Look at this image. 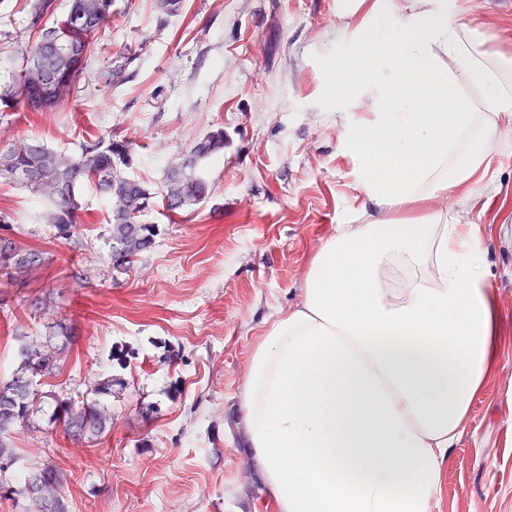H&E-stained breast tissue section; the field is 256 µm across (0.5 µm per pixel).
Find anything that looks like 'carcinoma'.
Returning <instances> with one entry per match:
<instances>
[{
	"mask_svg": "<svg viewBox=\"0 0 512 512\" xmlns=\"http://www.w3.org/2000/svg\"><path fill=\"white\" fill-rule=\"evenodd\" d=\"M32 27L36 28L35 41L26 49L22 62L14 71L12 81L0 87V104L12 107L20 99V87L26 83L36 88L45 100L44 112H54L68 102L59 99L53 90L43 83L41 68L33 60V53L43 36L52 32L66 50L69 64L79 65L85 72L87 54L91 44L101 36L103 28L112 17V0H107L109 10L99 12L100 0H70L65 14L49 27L42 26L43 18L53 13L55 0H28ZM135 58L124 56L115 65L107 64L98 75L99 86L107 88L122 78L124 71ZM192 151L205 160L224 151V129L207 133L192 146ZM132 143L103 136L86 143L78 153H68L48 147L39 140H32V149L25 154L6 153L0 150V177L15 178V171L29 169L34 180L28 188L44 202L43 218L56 234L64 239L74 236L84 211L81 188L85 184L95 186L110 205L107 221L110 252H116L122 261L110 262L113 274L131 272L139 257L149 250L155 237L153 224L131 221V215L143 216L153 199V192L144 184L129 178L125 168L132 162ZM50 182L63 188L60 197L44 195L40 183ZM208 196V183L198 173V167L187 172L167 171L164 179L162 203L169 210L195 205ZM44 262V252L34 247H22L11 242L9 256L0 255V278L7 282L22 280ZM17 360L21 374L0 385V435L17 423L28 420L31 408L40 399L32 379L54 374L59 369V357L53 349H42L25 342L17 348ZM57 420L64 431L74 439L104 435L112 415L94 401H57ZM53 494L47 503L40 497L33 498L43 512H67L61 490L66 482L63 471L48 466L39 470Z\"/></svg>",
	"mask_w": 512,
	"mask_h": 512,
	"instance_id": "carcinoma-1",
	"label": "carcinoma"
}]
</instances>
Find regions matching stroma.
I'll return each instance as SVG.
<instances>
[{"mask_svg": "<svg viewBox=\"0 0 512 512\" xmlns=\"http://www.w3.org/2000/svg\"><path fill=\"white\" fill-rule=\"evenodd\" d=\"M480 51L512 58V12L494 0H447ZM366 21L359 0H114L70 102L54 112L0 105V144L36 138L80 152L114 135L133 144L127 175L152 191L166 169L211 130L224 151L200 173L210 193L176 212L153 200L152 247L127 275L107 263L109 206L83 190L79 231L58 238L43 203L0 179V212L22 246L43 251L28 281H0V382L22 341L52 340L65 361L45 378L29 423L6 435L0 512H29L25 477L65 472L67 512H276L243 424L248 358L268 324L300 300L307 269L340 224L375 212L358 183L360 158L345 128L367 114L324 95L325 63L355 60L350 39ZM25 0H0V82L34 40ZM137 59L107 93L96 76L111 58ZM460 223L480 227L498 306L499 354L442 467L433 512H512V127L505 128L475 202L448 199ZM53 294L49 314L35 299ZM105 399L112 419L89 443L66 436L57 398Z\"/></svg>", "mask_w": 512, "mask_h": 512, "instance_id": "35a3bbf8", "label": "stroma"}]
</instances>
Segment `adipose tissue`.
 Instances as JSON below:
<instances>
[{
  "label": "adipose tissue",
  "mask_w": 512,
  "mask_h": 512,
  "mask_svg": "<svg viewBox=\"0 0 512 512\" xmlns=\"http://www.w3.org/2000/svg\"><path fill=\"white\" fill-rule=\"evenodd\" d=\"M356 44L350 99L371 117L343 140L359 185L380 210L432 207L338 225L253 348L241 404L278 512H432L497 354L478 227L439 201L474 200L512 115V59L480 54L447 0L393 17L371 0Z\"/></svg>",
  "instance_id": "1"
}]
</instances>
